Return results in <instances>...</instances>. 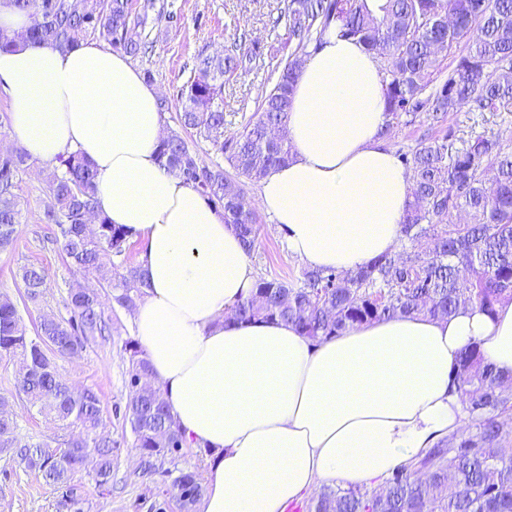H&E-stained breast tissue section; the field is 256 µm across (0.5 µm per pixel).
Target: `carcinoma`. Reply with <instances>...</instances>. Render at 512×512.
Returning <instances> with one entry per match:
<instances>
[{"mask_svg": "<svg viewBox=\"0 0 512 512\" xmlns=\"http://www.w3.org/2000/svg\"><path fill=\"white\" fill-rule=\"evenodd\" d=\"M31 19L12 36L0 34V51L15 41L70 50L96 37L137 58L148 49L147 15L131 17V0H11ZM285 23L286 58L272 66L277 75L269 94L244 129L224 138V76L248 68L260 55L238 46L222 55L201 50L180 87L179 129L160 141L157 158L208 203L224 210L246 253L254 250L258 215L245 181L259 182L286 164L292 147L285 129L294 85L304 56L317 48L332 26L339 35L380 54L385 112L382 134L401 114L427 112L436 123L450 112H499L512 105V0H280L273 26ZM459 50L455 67L441 77L442 51ZM192 135L225 156L227 165L206 162L190 147ZM412 191L401 234L411 252L374 258L352 270L307 268L300 285L260 277L252 293L228 318L285 321L304 336L322 340L359 325L398 315L445 318L460 306L478 304L493 314L512 300V136L462 140L450 126L420 141L402 156ZM32 162L20 148L0 154V248L9 247L21 223L16 193L19 177ZM95 173L78 153L60 161L49 183L42 221L56 227L54 243L74 272L109 289L70 288L64 300L69 317L42 316L28 329L19 306L0 295V359L16 365L17 391L29 408L49 416L64 431L53 441L19 438L10 402L0 396V457L25 472L41 475L61 491L59 510L83 512L75 480L87 470L84 448L94 449L95 484L112 482V437L99 431L101 402L91 388L64 380L56 357L76 355L107 330L104 301L133 308L143 295L136 266L118 272L113 258L125 256L128 232L94 205ZM24 296L35 302L47 288L44 270L22 268ZM130 366L126 414L145 469L172 477L170 490L180 512H193L202 494L195 471L171 476L167 454L184 445L170 405L158 388L136 385L149 375L138 343L125 344ZM470 427L441 442L424 458L399 467L380 493L325 487L310 512H512V376L487 363L480 350H465L454 371Z\"/></svg>", "mask_w": 512, "mask_h": 512, "instance_id": "obj_1", "label": "carcinoma"}]
</instances>
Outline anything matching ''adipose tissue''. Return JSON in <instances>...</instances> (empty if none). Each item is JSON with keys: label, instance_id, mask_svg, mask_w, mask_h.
I'll return each mask as SVG.
<instances>
[{"label": "adipose tissue", "instance_id": "1", "mask_svg": "<svg viewBox=\"0 0 512 512\" xmlns=\"http://www.w3.org/2000/svg\"><path fill=\"white\" fill-rule=\"evenodd\" d=\"M383 88L377 56L333 31L301 67L293 158L260 181L257 206L307 266L351 270L397 246L411 180L382 135ZM0 90L13 143L42 164L80 153L96 208L141 245L134 334L186 443L214 454L202 512H284L324 482L379 485L464 428L452 379L465 349L512 375V301L318 343L281 321H227L253 269L223 211L159 162L157 87L95 41H20L0 52Z\"/></svg>", "mask_w": 512, "mask_h": 512}]
</instances>
